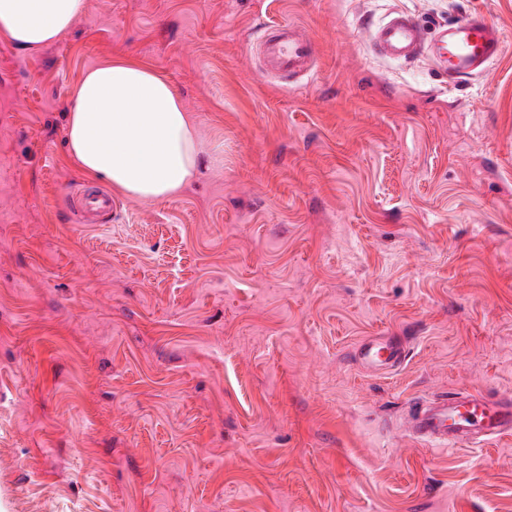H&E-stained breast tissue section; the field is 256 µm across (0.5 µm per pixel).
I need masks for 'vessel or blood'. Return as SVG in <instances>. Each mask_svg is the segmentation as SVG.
Returning <instances> with one entry per match:
<instances>
[{
  "label": "vessel or blood",
  "mask_w": 512,
  "mask_h": 512,
  "mask_svg": "<svg viewBox=\"0 0 512 512\" xmlns=\"http://www.w3.org/2000/svg\"><path fill=\"white\" fill-rule=\"evenodd\" d=\"M259 40L265 63L275 73L303 78L317 64V45L298 24L284 21L267 26ZM370 42L379 57L427 59L456 81L483 74L504 48L500 27L478 11L431 31L414 14L398 12L372 29ZM77 204L86 213L108 214L113 207L105 194H80ZM404 352V346L392 338H372L360 345L359 359L368 370H392L403 363ZM407 430L413 439L431 445L477 446L512 436V394L489 397L466 390L418 402L409 413Z\"/></svg>",
  "instance_id": "obj_1"
}]
</instances>
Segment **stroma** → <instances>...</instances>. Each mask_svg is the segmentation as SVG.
Here are the masks:
<instances>
[{
    "mask_svg": "<svg viewBox=\"0 0 512 512\" xmlns=\"http://www.w3.org/2000/svg\"><path fill=\"white\" fill-rule=\"evenodd\" d=\"M395 11L503 31L451 85L376 57ZM320 48L283 88L252 46ZM169 80L199 131L175 197L119 196L67 143L83 75ZM396 336L403 364L356 354ZM512 391V0H87L35 50L0 34V512H512V437L411 439L407 411ZM258 39L265 63L275 73L303 78L317 64V45L298 24L284 21L269 25ZM77 204L81 212L86 213H102L109 214L112 212V207L115 203L112 202V197L105 194H85L81 193L77 199Z\"/></svg>",
    "mask_w": 512,
    "mask_h": 512,
    "instance_id": "obj_1",
    "label": "stroma"
}]
</instances>
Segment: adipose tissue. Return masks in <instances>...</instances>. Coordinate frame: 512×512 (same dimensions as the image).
I'll list each match as a JSON object with an SVG mask.
<instances>
[{"instance_id": "obj_1", "label": "adipose tissue", "mask_w": 512, "mask_h": 512, "mask_svg": "<svg viewBox=\"0 0 512 512\" xmlns=\"http://www.w3.org/2000/svg\"><path fill=\"white\" fill-rule=\"evenodd\" d=\"M86 0H0V34L19 48L56 41ZM69 150L82 171L129 198L162 201L196 175L197 128L173 85L150 66L115 60L81 79L68 116Z\"/></svg>"}]
</instances>
